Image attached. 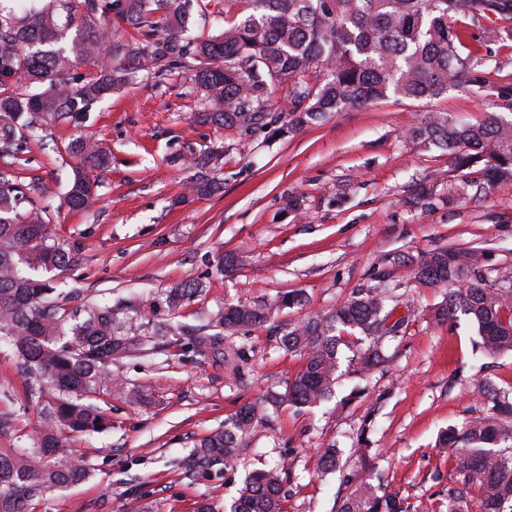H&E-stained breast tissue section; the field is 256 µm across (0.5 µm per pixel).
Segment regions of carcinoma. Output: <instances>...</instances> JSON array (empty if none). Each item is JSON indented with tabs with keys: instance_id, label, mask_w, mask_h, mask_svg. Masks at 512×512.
<instances>
[{
	"instance_id": "1",
	"label": "carcinoma",
	"mask_w": 512,
	"mask_h": 512,
	"mask_svg": "<svg viewBox=\"0 0 512 512\" xmlns=\"http://www.w3.org/2000/svg\"><path fill=\"white\" fill-rule=\"evenodd\" d=\"M192 0H24L22 15L4 13L0 2V154L23 151L26 139L41 141L46 126L77 119L112 89L143 76L160 79L177 65H189L194 81L213 104L204 119L242 135L269 129L293 134L332 113L394 98L423 102L448 90L475 91L477 59L464 52L456 24H473L493 14V32L512 39V0H249V11L224 20L215 35L193 36L187 22ZM129 31L112 30L114 24ZM86 64L93 75L81 81L72 69ZM16 79L30 91L7 92ZM289 86L288 108L275 110L273 90ZM408 138L418 146L448 152L455 169H477L490 183L512 182V118L490 112L477 124L430 112ZM70 153L78 158L63 202L89 209L98 199L95 173L109 167L111 151L79 137ZM439 177L416 187L420 201H442ZM215 178L191 182L190 192L208 195ZM40 181L27 184L0 173V341L8 344L21 373L32 381L27 400L39 410L43 427L20 435V446L0 448V512H26L25 506L52 489L83 479L88 461L60 452L63 430L92 435L108 426L104 397L134 403L147 394L112 378V360L140 349L135 341L142 315L134 305L83 302L67 306L54 279L74 255L53 237ZM413 278L448 290L434 318L459 315L471 322L477 347L487 358L512 352V288L489 279L483 256L470 251L434 249L412 265ZM202 291L184 283L166 295L169 311ZM390 293L369 287L333 309L274 327L283 348L303 355V365L285 390L266 395L264 411L283 404L316 407L334 392L340 364L341 333L364 337L351 362L366 376L386 362L385 337L406 327L395 315ZM270 319L263 302L229 305L210 314L200 327L177 326L154 332V347L185 336L188 343L218 349L224 334L262 327ZM214 329L206 334L204 330ZM489 408L459 428L438 436V446L454 458L459 487L448 488V512H512V400L490 387ZM257 408L245 405L204 437L194 453L209 462L230 463L244 452V439L257 421ZM342 466V452L326 448L316 458L322 473ZM286 473L277 467L250 472L245 488L226 512H283ZM331 512H407L402 497L382 483L362 478L336 500Z\"/></svg>"
}]
</instances>
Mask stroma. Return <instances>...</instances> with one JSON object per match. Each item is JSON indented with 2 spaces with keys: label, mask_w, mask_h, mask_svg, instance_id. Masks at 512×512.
<instances>
[{
  "label": "stroma",
  "mask_w": 512,
  "mask_h": 512,
  "mask_svg": "<svg viewBox=\"0 0 512 512\" xmlns=\"http://www.w3.org/2000/svg\"><path fill=\"white\" fill-rule=\"evenodd\" d=\"M245 6L196 0L193 34L217 33ZM463 41L482 60L475 75L487 92L452 88L427 104L391 98L268 140L200 123L209 106L192 71L178 67L166 79L113 90L84 118L53 126L43 143L0 157V171L54 189L49 226L76 255L59 289H80L82 300L134 297L153 327L200 326L224 305L258 300L271 304L274 323L283 325L384 279L398 284L397 312L409 318L405 333L386 344L392 359L385 368L363 379L344 374L320 406H282L255 425L246 452L225 465L193 456L196 443L241 406L284 391L302 366L300 354L260 327L218 350L179 344L114 361L113 376L148 394L149 403L109 399L110 428L68 436V453L85 457L90 472L30 512H139L149 502L162 512H193L202 498L230 502L249 471L273 465L289 474L286 512H331L347 488L339 475L318 473L314 459L332 445L348 460L370 447L372 474L399 492L409 512H447L455 465L436 447L440 432L486 411L485 383L512 388V354L487 363L464 317L433 320L444 289L409 276L410 261L451 248L487 254L491 279L512 280V183L476 181L451 204L411 202L432 170L446 173L443 195L462 174L443 152L413 144L409 130L431 111L476 123L495 111L499 97L512 98V42L497 39L485 20L467 25ZM79 136L112 149L100 198L88 211L59 201L78 163L69 145ZM210 148L223 153L220 189L185 194L196 173L193 158ZM291 197L298 209L286 208ZM222 255L235 256L231 270L218 271ZM192 280L204 282V291L169 316L166 292ZM287 292L301 294L302 305L278 306ZM26 402L16 358L1 348L0 448L17 447L20 434L40 428Z\"/></svg>",
  "instance_id": "obj_1"
}]
</instances>
